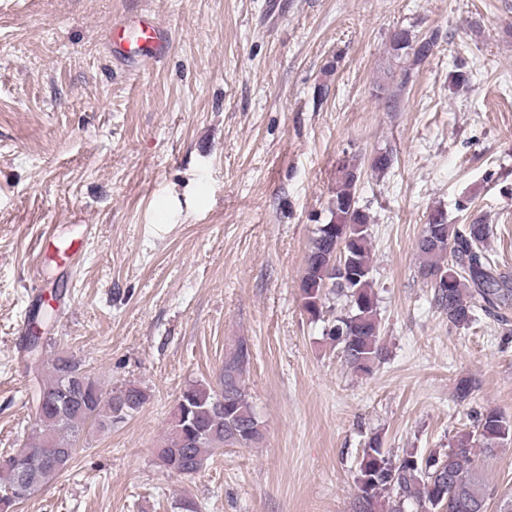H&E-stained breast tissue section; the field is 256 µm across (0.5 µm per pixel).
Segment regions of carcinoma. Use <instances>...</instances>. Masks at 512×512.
<instances>
[{"mask_svg": "<svg viewBox=\"0 0 512 512\" xmlns=\"http://www.w3.org/2000/svg\"><path fill=\"white\" fill-rule=\"evenodd\" d=\"M437 41L434 32L417 39L401 29L391 35L388 52L396 61L416 65L433 53ZM358 180V167H342L328 206L330 219L317 225L311 239L300 290L304 311L311 320L324 322L323 336L338 349L346 367L369 374L385 360L387 351L373 290L371 217L357 206ZM491 233L490 225L480 221L449 224L437 210L430 214L417 241L421 276L448 281V287L433 289L432 300L457 329L471 328L481 314L503 326L509 324L512 278L498 273L490 257L487 241ZM338 240L343 241L345 261L355 274L346 285L339 282L332 260ZM331 295L345 302L348 311L329 320L324 315ZM25 351L31 367L42 373L41 336L34 329ZM251 359V345L240 338L224 357L217 387L197 382L181 391L157 446L159 467L190 479L224 449L250 448L264 439V426L246 389ZM147 400L146 391L134 384L106 398L99 380L79 362L56 356L30 406L38 427L32 448L52 444L50 458L24 484L28 459L17 452L0 455V512H15L17 505L70 467L89 421L105 417L121 422L139 412ZM507 441H512V420L495 409L458 433L447 450L427 455L412 450L394 456L375 433L358 461L353 512H487L492 499L496 512H512V491H499L475 466V458L496 455Z\"/></svg>", "mask_w": 512, "mask_h": 512, "instance_id": "1", "label": "carcinoma"}]
</instances>
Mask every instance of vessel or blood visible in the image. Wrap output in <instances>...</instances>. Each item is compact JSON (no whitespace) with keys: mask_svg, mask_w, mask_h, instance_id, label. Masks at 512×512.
<instances>
[{"mask_svg":"<svg viewBox=\"0 0 512 512\" xmlns=\"http://www.w3.org/2000/svg\"><path fill=\"white\" fill-rule=\"evenodd\" d=\"M108 43L114 57L126 62L160 61L170 49V37L152 14L135 20H116L108 28Z\"/></svg>","mask_w":512,"mask_h":512,"instance_id":"obj_1","label":"vessel or blood"}]
</instances>
